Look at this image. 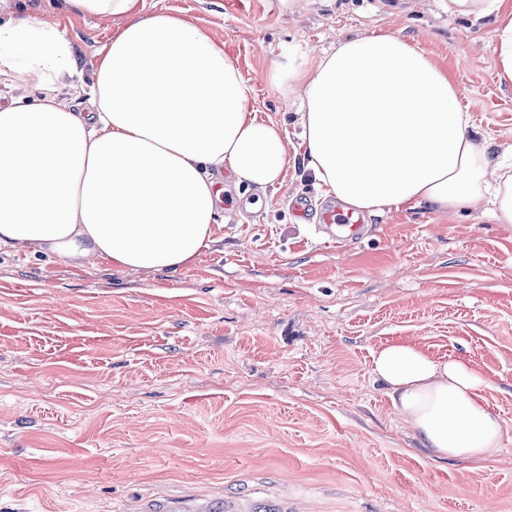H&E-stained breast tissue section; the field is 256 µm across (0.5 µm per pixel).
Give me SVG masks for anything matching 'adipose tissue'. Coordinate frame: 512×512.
I'll return each mask as SVG.
<instances>
[{"label": "adipose tissue", "mask_w": 512, "mask_h": 512, "mask_svg": "<svg viewBox=\"0 0 512 512\" xmlns=\"http://www.w3.org/2000/svg\"><path fill=\"white\" fill-rule=\"evenodd\" d=\"M64 4L74 17L126 23L86 86L58 25L0 21V76L41 92L0 104V252L117 271L188 267L214 241L226 187L280 184L281 130L249 111L240 70L202 26L143 15V0ZM448 12L495 14L497 76L511 84L512 0H448ZM288 77L302 87L304 168L344 211L454 215L483 200L493 223L512 224V155L491 157L477 141L455 81L417 44L340 38ZM65 82L85 88V101L60 102ZM372 373L430 456L478 461L501 448L503 423L482 396L489 382L465 360L392 344L373 352Z\"/></svg>", "instance_id": "obj_1"}]
</instances>
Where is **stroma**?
I'll use <instances>...</instances> for the list:
<instances>
[{"label":"stroma","instance_id":"1","mask_svg":"<svg viewBox=\"0 0 512 512\" xmlns=\"http://www.w3.org/2000/svg\"><path fill=\"white\" fill-rule=\"evenodd\" d=\"M223 41L248 105L282 128L290 163L263 195H224L215 242L189 268H74L0 254V512H512V225L482 209L365 217L360 243L315 231L332 204L302 164L288 62L337 37L398 32L447 67L479 138L512 146V84L493 19L448 0H145ZM0 15L59 24L84 80L119 21L68 19L63 0H0ZM307 216L294 217V199ZM261 200L255 210L252 200ZM417 345L469 361L503 422L480 462L428 455L371 372Z\"/></svg>","mask_w":512,"mask_h":512}]
</instances>
